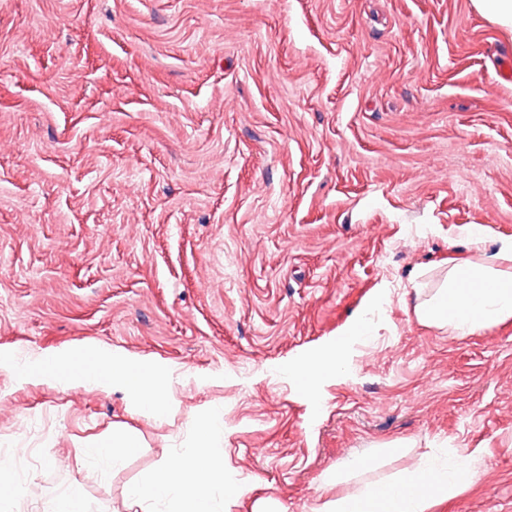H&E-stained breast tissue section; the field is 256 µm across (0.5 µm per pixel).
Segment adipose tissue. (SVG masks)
<instances>
[{
	"instance_id": "1",
	"label": "adipose tissue",
	"mask_w": 512,
	"mask_h": 512,
	"mask_svg": "<svg viewBox=\"0 0 512 512\" xmlns=\"http://www.w3.org/2000/svg\"><path fill=\"white\" fill-rule=\"evenodd\" d=\"M512 239L502 240L491 262L458 263L451 267L444 284L427 298L418 300L414 312L419 322L448 329L460 336L477 333L489 326L512 319ZM98 367L85 373L62 374V355L41 354L0 359V366L19 377L38 376L62 380L87 389L115 385L126 390L135 407L158 418L170 417L175 404L170 395L173 371L165 365H144L119 350L98 353ZM221 428V415L212 412L197 429L199 448L179 456L155 471L150 479L130 488L140 503L168 500L177 503L178 512H211L212 482L224 479V456L211 443ZM475 455L464 458V473H439L428 463H420L385 496L377 483L333 499H317L311 512H434L454 497L474 476Z\"/></svg>"
}]
</instances>
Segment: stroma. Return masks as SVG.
Segmentation results:
<instances>
[{"label": "stroma", "instance_id": "obj_1", "mask_svg": "<svg viewBox=\"0 0 512 512\" xmlns=\"http://www.w3.org/2000/svg\"><path fill=\"white\" fill-rule=\"evenodd\" d=\"M511 60L472 0H0V354L182 372L159 421L0 367L26 488L0 512L76 485L86 512H142L129 489L213 408L232 512H310L353 460H381L356 488L476 449L436 512H512V321L459 336L413 311L512 238ZM360 317L309 399L289 364ZM125 437L117 464L85 452Z\"/></svg>", "mask_w": 512, "mask_h": 512}]
</instances>
